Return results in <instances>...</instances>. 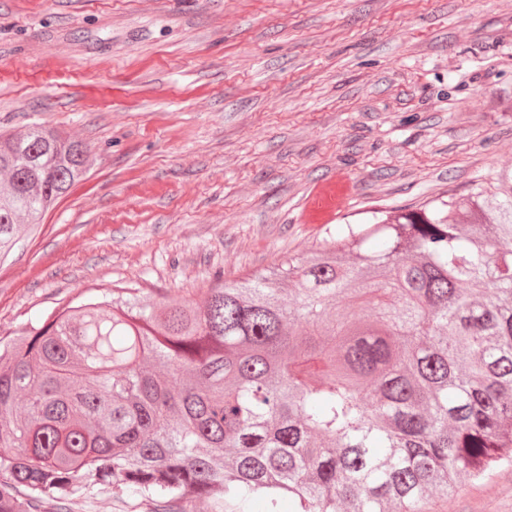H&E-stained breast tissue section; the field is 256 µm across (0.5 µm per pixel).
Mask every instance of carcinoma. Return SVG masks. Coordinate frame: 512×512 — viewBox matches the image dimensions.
<instances>
[{
  "label": "carcinoma",
  "mask_w": 512,
  "mask_h": 512,
  "mask_svg": "<svg viewBox=\"0 0 512 512\" xmlns=\"http://www.w3.org/2000/svg\"><path fill=\"white\" fill-rule=\"evenodd\" d=\"M0 134V252L84 176ZM376 299L366 318L346 299ZM512 462V168L372 211L203 303L96 290L0 337V512L112 490L155 512H418Z\"/></svg>",
  "instance_id": "obj_1"
}]
</instances>
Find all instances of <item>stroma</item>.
<instances>
[{"mask_svg": "<svg viewBox=\"0 0 512 512\" xmlns=\"http://www.w3.org/2000/svg\"><path fill=\"white\" fill-rule=\"evenodd\" d=\"M89 171L0 256V336L99 288L203 301L512 164V0H0V131ZM348 175L339 220L303 224ZM421 512H512V464Z\"/></svg>", "mask_w": 512, "mask_h": 512, "instance_id": "stroma-1", "label": "stroma"}]
</instances>
